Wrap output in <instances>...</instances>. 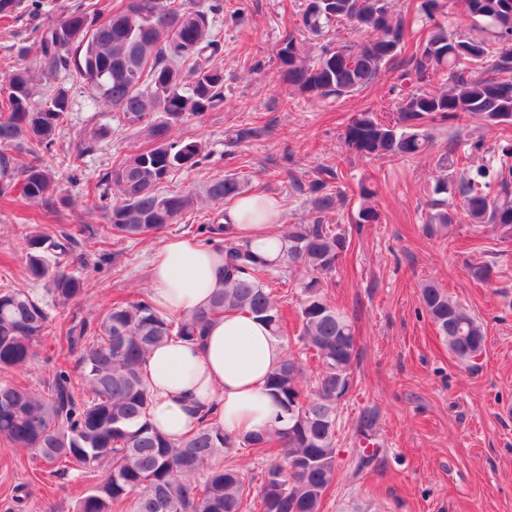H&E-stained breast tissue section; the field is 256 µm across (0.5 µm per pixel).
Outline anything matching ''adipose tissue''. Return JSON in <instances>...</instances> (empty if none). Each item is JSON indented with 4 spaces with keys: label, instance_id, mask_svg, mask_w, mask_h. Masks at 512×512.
<instances>
[{
    "label": "adipose tissue",
    "instance_id": "adipose-tissue-1",
    "mask_svg": "<svg viewBox=\"0 0 512 512\" xmlns=\"http://www.w3.org/2000/svg\"><path fill=\"white\" fill-rule=\"evenodd\" d=\"M279 219L278 202L253 193L225 206L223 223L264 261L276 263L288 247ZM223 267L221 248L192 238L169 239L152 258L148 301L168 317L207 307ZM284 356L282 342L264 323L246 312L225 313L202 341L170 342L148 355L149 420L174 442L196 430L206 415L232 437L271 429L279 409L266 383Z\"/></svg>",
    "mask_w": 512,
    "mask_h": 512
}]
</instances>
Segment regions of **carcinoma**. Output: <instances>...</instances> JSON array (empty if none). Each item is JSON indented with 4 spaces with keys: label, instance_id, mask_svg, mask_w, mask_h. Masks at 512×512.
I'll use <instances>...</instances> for the list:
<instances>
[{
    "label": "carcinoma",
    "instance_id": "1",
    "mask_svg": "<svg viewBox=\"0 0 512 512\" xmlns=\"http://www.w3.org/2000/svg\"><path fill=\"white\" fill-rule=\"evenodd\" d=\"M473 20L460 33L442 18L441 0H421L419 14L428 36L410 55L399 84L390 89L396 113L387 120L374 112L352 116L343 132L347 149L364 158L410 161L427 151L426 125L465 115L488 127L512 126V0H462ZM392 0H304L296 30L277 54L283 80L314 97L341 98L371 84L393 66L407 42L408 22L392 12ZM102 10L78 6L54 24H41L39 65L43 76L88 85L93 103L112 105L118 122L134 127L153 115L155 144L115 167L96 183L99 207L105 211L102 240L138 239L157 233L199 198L220 204L244 192V182L227 173L208 181L200 191L164 195L158 186L173 173L201 163L204 146L194 140H168L174 127L201 118L224 103V71L212 66L223 50L212 33L224 20V0H123ZM347 21L367 33L355 48L348 44L319 46L315 57L305 53L301 37H320L333 24ZM492 65L496 76L482 70ZM445 77V87L428 89L430 74ZM0 88V144L25 139L33 161L18 171L0 170V194L21 181L23 198L53 211L66 198L58 195L52 170L39 151L50 150L70 109L69 91L58 85L40 95L26 67H18ZM485 161L460 177L457 148L438 157L436 198L428 202L424 230L447 235L457 223L447 196L459 197L466 217L476 227L488 226L503 240H512V140L496 146L481 140L465 143ZM315 202L311 224H291L282 264L305 268L300 283L301 353L317 360L312 390H303L302 359L288 352L267 380L269 394L285 425L232 439L204 421L174 444L149 422L150 394L142 374L147 353L171 340L203 338L210 321L226 311H246L265 321L272 334L286 332L283 306L268 277L275 266L254 254L221 224L202 230L224 236L223 287L210 306L190 315L168 318L145 299L120 301L99 316L94 326L81 321L65 331L68 348L80 350L77 368L91 398L78 400L67 371L56 372L52 390L39 395L23 383L0 384V440L34 453L43 462L65 470L102 473L101 480L79 497L74 512H321L322 501L336 477L338 407L350 390L358 350L347 317L328 300L327 288L351 234L340 225L323 223L336 209L337 194L325 191ZM376 189L359 186L353 226L377 224ZM68 234L53 237L33 230L25 237L28 276L48 287L59 304L84 294V283L67 272L71 253ZM421 304L448 352L460 361L480 356L486 336L481 322L434 282L422 285ZM50 326L47 306L20 289L0 290V369H20L37 355ZM276 446L280 459L264 470L256 494L235 463L211 467L216 455L245 448Z\"/></svg>",
    "mask_w": 512,
    "mask_h": 512
}]
</instances>
